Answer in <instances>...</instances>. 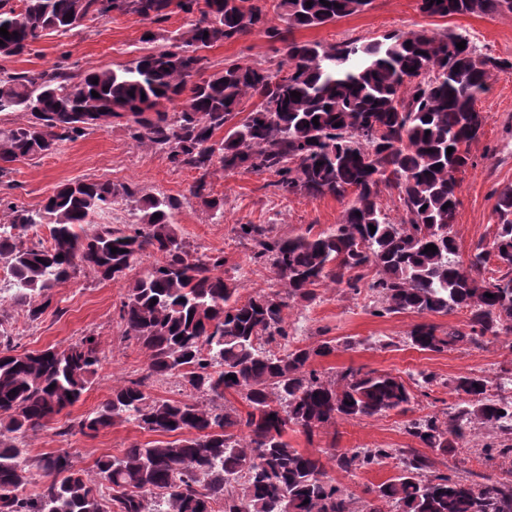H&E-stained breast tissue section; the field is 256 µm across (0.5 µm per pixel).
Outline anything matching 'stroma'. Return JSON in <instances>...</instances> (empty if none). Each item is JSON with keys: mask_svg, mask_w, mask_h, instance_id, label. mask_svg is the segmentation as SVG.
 Wrapping results in <instances>:
<instances>
[{"mask_svg": "<svg viewBox=\"0 0 512 512\" xmlns=\"http://www.w3.org/2000/svg\"><path fill=\"white\" fill-rule=\"evenodd\" d=\"M189 23V16L179 11L160 25L133 15L115 14L87 21L67 33H49L29 53L0 58V65L39 71L61 64L79 73L95 67L112 68L157 51L164 46L165 36L185 31ZM421 29L466 35L481 52L512 63V13L508 11L439 18L421 13L418 0H372L362 13L318 28L297 29L293 36L299 41L333 45L350 40L368 42L390 32ZM149 30L156 32L155 40H145ZM205 55L214 70L232 61L273 69L284 58L282 43L258 30L206 49ZM489 84L488 93L477 103L484 124L470 147L473 164L461 177L459 206L452 226L464 262L478 242L493 240L498 224L496 192L512 185V66L493 71ZM196 177L193 170L173 167L165 154L136 143L122 125L116 124L63 143L55 154L12 163L8 178L0 179V196L35 210L55 187L96 179L179 198L183 205L175 219L182 236L199 250L223 252L227 268L236 271L239 295L244 300L278 288L279 281L271 267L250 262L247 250L236 238V225L272 224L279 232L292 235L309 228L318 232L338 223L346 207L345 201L330 196L281 195L272 186L273 175L267 172L224 171L210 179L213 196L224 201V218L217 221L189 192ZM126 294V285L101 279L87 270L54 288L51 307L36 321L28 318L24 308L11 303L9 293L0 294V312L5 315L0 326L17 351L64 347L92 335L102 352L98 372L79 402L47 428L25 437L24 446L33 460L66 451L90 474L97 458L152 440V433L131 423L115 424L93 437L58 434L60 427L95 411L109 399L118 381L140 376L146 367L144 350L123 337L118 311ZM320 295L313 304L294 303L285 311L288 323L300 329L294 345L311 346L322 337L336 340L335 352L315 358V368L327 371L362 366L392 373L410 385L424 371L436 374L439 384L433 399L419 398L404 413L341 421L310 437L289 433L292 447L306 453L331 446L413 447V440L404 432L406 422L457 404L454 380L469 372L488 377V397L512 395V384L503 380L506 370L512 369V336L488 340L465 351H422L403 343L404 337L421 323V316H372L370 296L365 292L354 295L341 288H324Z\"/></svg>", "mask_w": 512, "mask_h": 512, "instance_id": "obj_1", "label": "stroma"}]
</instances>
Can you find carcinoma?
<instances>
[{
    "instance_id": "carcinoma-1",
    "label": "carcinoma",
    "mask_w": 512,
    "mask_h": 512,
    "mask_svg": "<svg viewBox=\"0 0 512 512\" xmlns=\"http://www.w3.org/2000/svg\"><path fill=\"white\" fill-rule=\"evenodd\" d=\"M19 2L17 10L0 0V28L17 33L3 39L0 57L22 55L50 32L114 13L152 24L172 13V0ZM267 2L180 0L190 27L117 69L0 68V113L27 115L23 123L0 126V177L15 161L50 155L123 120L135 142L198 173L190 194L219 220L224 200L210 197L208 182L216 172H270L282 195L354 194L339 222L318 234L238 225L250 262L272 266L281 285L245 301L224 278V254L199 253L179 236L176 199L96 180L63 184L34 211L0 197V210L10 212L0 222V260L11 301L36 321L50 307L52 289L84 270L126 282L119 308L124 337L148 352L144 374L113 386L108 401L64 434L94 436L127 422L163 436L97 459L94 482L67 454L44 457L43 480L37 492L26 493L33 462L21 439L81 399L101 349L87 336L64 348L0 349V512H512V479L478 484L437 469L414 449L313 454L292 447L290 430L311 436L339 420L403 413L415 396L387 372L353 366L319 372L313 359L334 352L336 340L291 348L284 316L290 303H312L316 289L331 283L355 294L368 290L378 317L468 313L464 330L416 325L406 343L422 351L512 335V185L497 192L492 246L478 245L470 265L460 261L452 235L459 175L471 166L470 145L483 124L476 101L488 92L492 71L512 62L481 54L467 37L448 32H393L337 45L298 41L293 30L352 16L372 0H328V6L273 0L283 31L268 25ZM418 2L422 13L443 18L512 12V0ZM256 29L283 42L285 64L272 71L229 63L195 80L207 69L203 49ZM461 41L463 49L456 47ZM248 97L259 103L238 121ZM167 103L178 108L170 113ZM383 188L403 204L398 224L380 206ZM119 198L136 203L134 220L97 223ZM42 224L50 244L24 241ZM429 244L437 251L424 252ZM156 255L141 267L144 257ZM491 255L498 266L486 278L481 269ZM168 377L179 379L190 398L152 396L148 382ZM488 387L482 375L457 377L462 403L407 422L406 434L423 448L450 453L490 427L497 436L482 442L484 461L511 460L512 396L490 399ZM227 392L244 395L249 410L220 403ZM388 459L397 460L399 473L370 490V499L354 497L327 470L329 461L355 473Z\"/></svg>"
}]
</instances>
